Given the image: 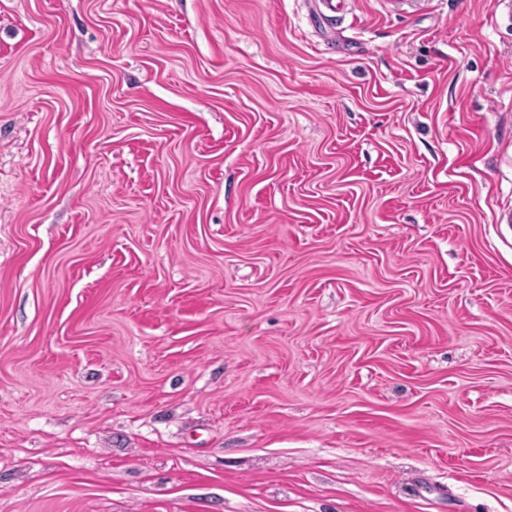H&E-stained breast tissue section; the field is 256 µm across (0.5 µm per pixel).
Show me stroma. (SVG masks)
Wrapping results in <instances>:
<instances>
[{"label": "stroma", "instance_id": "stroma-1", "mask_svg": "<svg viewBox=\"0 0 512 512\" xmlns=\"http://www.w3.org/2000/svg\"><path fill=\"white\" fill-rule=\"evenodd\" d=\"M512 10L0 0V512H512Z\"/></svg>", "mask_w": 512, "mask_h": 512}]
</instances>
